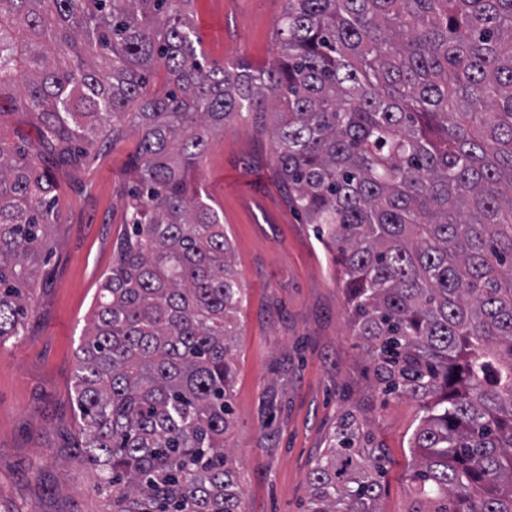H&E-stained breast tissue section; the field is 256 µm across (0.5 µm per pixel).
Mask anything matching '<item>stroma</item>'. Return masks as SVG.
<instances>
[{
	"label": "stroma",
	"mask_w": 512,
	"mask_h": 512,
	"mask_svg": "<svg viewBox=\"0 0 512 512\" xmlns=\"http://www.w3.org/2000/svg\"><path fill=\"white\" fill-rule=\"evenodd\" d=\"M286 0H192L209 62L267 66ZM274 126L246 114L204 154L195 188L218 210L245 290L226 442L243 512H307L308 474L335 433L353 428L382 458L378 512H419L411 439L419 401L383 394L348 325L346 295L311 225L300 223L273 163ZM139 135L94 144L76 169L39 165L56 185L50 254L30 290L23 336L0 346V512H110L81 462L74 377L101 277L125 232ZM276 397L275 418L265 402Z\"/></svg>",
	"instance_id": "35a3bbf8"
}]
</instances>
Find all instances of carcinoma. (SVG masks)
<instances>
[{
  "label": "carcinoma",
  "mask_w": 512,
  "mask_h": 512,
  "mask_svg": "<svg viewBox=\"0 0 512 512\" xmlns=\"http://www.w3.org/2000/svg\"><path fill=\"white\" fill-rule=\"evenodd\" d=\"M190 4L0 0V116L37 131L32 152L0 139V344L23 335L55 221L35 156L76 168L137 129L127 232L76 369L81 462L112 512H242L226 435L244 293L191 177L224 125L268 112L377 382L424 401L415 496L512 512V0H287L260 69L208 64ZM380 469L337 433L309 512H377Z\"/></svg>",
  "instance_id": "obj_1"
}]
</instances>
